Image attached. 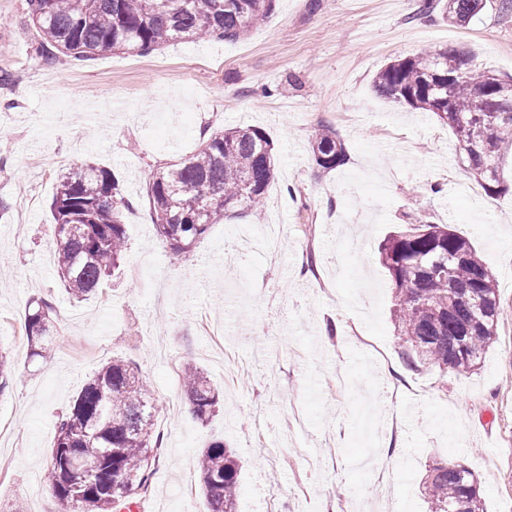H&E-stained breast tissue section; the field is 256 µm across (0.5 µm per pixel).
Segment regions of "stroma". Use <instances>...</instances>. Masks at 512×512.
<instances>
[{"instance_id":"obj_1","label":"stroma","mask_w":512,"mask_h":512,"mask_svg":"<svg viewBox=\"0 0 512 512\" xmlns=\"http://www.w3.org/2000/svg\"><path fill=\"white\" fill-rule=\"evenodd\" d=\"M416 0H276L236 41L182 42L83 66L43 63L25 0H0V512H60L44 480L54 426L99 366L141 372L162 439L143 512H204L197 455L221 439L242 462L237 512H429L422 480L450 460L480 481L484 512H512V147L507 192L476 191L451 130L379 97L389 62L470 49L512 77V14L485 0L464 27L414 19ZM256 127L275 146L261 212L227 213L173 254L146 197L154 173L210 135ZM336 133L346 165L311 144ZM111 170L129 202L119 277L71 298L55 277L50 202L58 173ZM424 217L467 238L494 275L503 318L478 370L403 362L379 246ZM55 309L52 362L31 358L28 303ZM193 360L223 396L191 413L179 368ZM399 443L394 455L388 442ZM311 152L316 165L324 170H335L347 162L344 144L331 131L321 133L314 140Z\"/></svg>"}]
</instances>
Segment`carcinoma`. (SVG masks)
Instances as JSON below:
<instances>
[{
	"mask_svg": "<svg viewBox=\"0 0 512 512\" xmlns=\"http://www.w3.org/2000/svg\"><path fill=\"white\" fill-rule=\"evenodd\" d=\"M479 0H422L413 18L439 10L466 26ZM40 37L41 57L64 54L77 64L125 51L148 54L165 43L234 41L274 11L275 0H26ZM374 91L385 99L430 112L452 129L456 157L492 195L503 192L501 146L512 144V112L488 113L497 90L487 71L472 67L462 47L404 57L383 67ZM311 152L324 170L347 162L344 144L331 131ZM274 178V146L254 127L211 135L197 152L181 158L147 184L158 235L175 254L186 253L228 211H254ZM128 202L111 171L95 165L58 177L50 211L56 274L73 298L83 300L103 279L118 274L127 245L123 210ZM394 304L392 323L408 367L469 373L497 339L502 309L495 278L472 243L446 224L420 222L388 235L379 248ZM447 262L443 275L437 263ZM54 308L30 302L24 329L32 355L45 361L54 350ZM192 414L207 421L219 392L192 362L183 369ZM149 390L135 368L114 358L82 387L61 417L47 463L49 487L62 512H114L148 488V462L161 447L153 435ZM207 512H237L241 467L233 450L216 440L197 457ZM424 492L430 512H483L480 485L464 466L429 465Z\"/></svg>",
	"mask_w": 512,
	"mask_h": 512,
	"instance_id": "1",
	"label": "carcinoma"
}]
</instances>
